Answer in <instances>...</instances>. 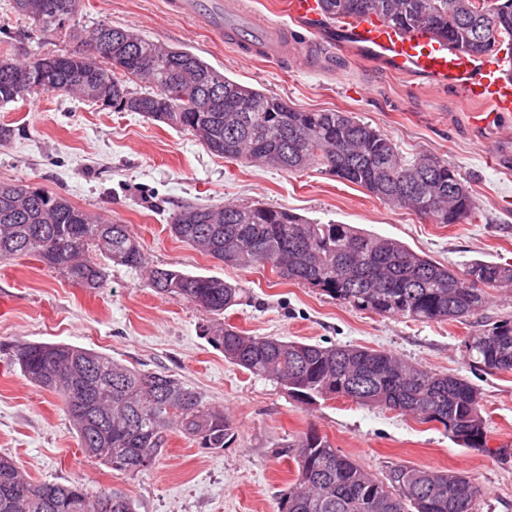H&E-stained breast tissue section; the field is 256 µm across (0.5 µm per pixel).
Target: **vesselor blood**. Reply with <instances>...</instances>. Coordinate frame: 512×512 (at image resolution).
Instances as JSON below:
<instances>
[{
  "instance_id": "obj_1",
  "label": "vessel or blood",
  "mask_w": 512,
  "mask_h": 512,
  "mask_svg": "<svg viewBox=\"0 0 512 512\" xmlns=\"http://www.w3.org/2000/svg\"><path fill=\"white\" fill-rule=\"evenodd\" d=\"M176 13L195 19L242 52H256L280 65L291 64L282 24L261 19L245 0H175ZM288 12L312 21L322 14L320 0H289ZM334 43L319 45L321 54L348 52L380 62L387 70L406 73L483 104L494 116L512 115V56L493 49L476 55L451 48L426 26L408 31L385 23L378 15L340 19Z\"/></svg>"
}]
</instances>
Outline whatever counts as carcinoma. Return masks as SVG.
Masks as SVG:
<instances>
[{"mask_svg": "<svg viewBox=\"0 0 512 512\" xmlns=\"http://www.w3.org/2000/svg\"><path fill=\"white\" fill-rule=\"evenodd\" d=\"M42 30L75 27L81 0H51ZM321 0L324 19L374 13L398 29L426 24L458 48L483 53L512 41V0ZM103 25L80 35L86 53L47 54L27 62L0 56V103L48 91L81 92L116 112L138 107L180 128L226 159L245 158L288 172L319 167L380 201L406 206L435 224L477 214L474 189L455 166L428 154L404 160L394 143L349 112H307L240 84L190 51L155 43L131 28H112V53L90 48ZM135 80L148 84L133 91ZM211 91L206 110L193 98ZM0 185V259L33 255L90 289L105 281L101 260L137 269L141 245L126 224L94 219L68 199L28 182ZM181 242L224 264L270 263L280 275L351 306L412 321H468L483 311L488 288L512 286V264L474 260L458 271L401 241L349 224H320L264 205L184 206L171 217ZM148 286L222 314L243 288L215 276L156 268ZM224 359L272 379L306 402L344 396L368 406L437 422L467 448L488 447L481 393L468 379L428 371L391 354L350 344L322 346L276 336H246L226 325L209 336ZM472 362L512 371V321H499L466 343ZM12 361L40 389L59 395L86 458L136 475L162 455L176 431L206 450H222L233 423L224 410L173 374L142 371L66 343L20 342ZM298 477L280 512H474L481 489L460 472L395 466L379 480L314 430L292 444ZM0 512H134L122 493L91 496L80 483H34L0 456Z\"/></svg>", "mask_w": 512, "mask_h": 512, "instance_id": "obj_1", "label": "carcinoma"}]
</instances>
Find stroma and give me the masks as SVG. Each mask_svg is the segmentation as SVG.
<instances>
[{"instance_id": "35a3bbf8", "label": "stroma", "mask_w": 512, "mask_h": 512, "mask_svg": "<svg viewBox=\"0 0 512 512\" xmlns=\"http://www.w3.org/2000/svg\"><path fill=\"white\" fill-rule=\"evenodd\" d=\"M168 0H82L80 28L108 23L191 51L239 83L306 111L350 112L389 137L405 158L426 153L453 164L476 192L478 217L435 224L379 201L363 188L311 168L286 172L211 154L193 135L135 112H116L65 92L0 103V184L28 181L92 215L128 225L142 246L134 269L107 264L98 289L75 285L32 256L0 260V455L33 482H78L92 493L112 489L136 512H278L297 477L289 453L304 432L326 436L375 478L405 465L464 473L482 495L475 512H512V371L473 363L470 336L512 320V288L490 291L482 315L415 322L359 310L283 278L272 265L227 266L175 238L174 212L187 205L263 204L321 223L350 224L403 242L417 253L461 268L472 260L512 264V153L489 155L503 120L476 125L474 104L447 89L421 85L380 63L338 55L315 67L305 57L288 68L239 53L226 40L167 7ZM257 15L321 42L335 24L291 18L287 0H248ZM0 53L26 60L76 50L67 34L47 33L0 0ZM154 268L236 282L240 305L217 315L146 285ZM235 326L249 336L353 344L469 379L481 392L487 449L454 443L443 426L346 397L304 404L286 388L229 363L205 329ZM19 341L63 342L106 353L131 367L176 374L234 423L227 448H198L168 436L146 472L113 471L82 454L59 395L33 386L9 362Z\"/></svg>"}]
</instances>
